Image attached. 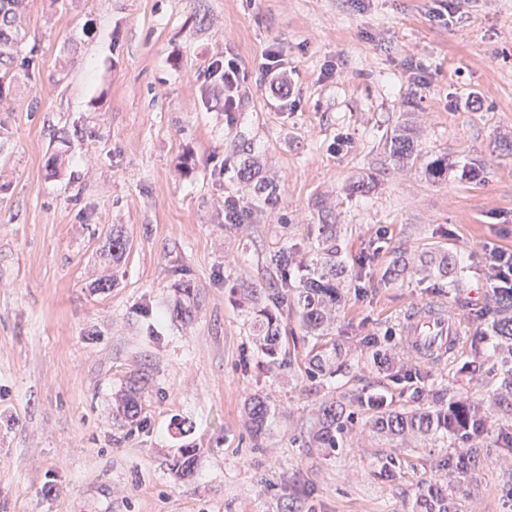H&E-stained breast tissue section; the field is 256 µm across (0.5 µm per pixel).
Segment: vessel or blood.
Masks as SVG:
<instances>
[{"instance_id":"obj_1","label":"vessel or blood","mask_w":512,"mask_h":512,"mask_svg":"<svg viewBox=\"0 0 512 512\" xmlns=\"http://www.w3.org/2000/svg\"><path fill=\"white\" fill-rule=\"evenodd\" d=\"M462 330L441 308L418 302L412 304L402 327V339L411 350L441 354L459 352Z\"/></svg>"}]
</instances>
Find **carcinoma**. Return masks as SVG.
<instances>
[{"label": "carcinoma", "mask_w": 512, "mask_h": 512, "mask_svg": "<svg viewBox=\"0 0 512 512\" xmlns=\"http://www.w3.org/2000/svg\"><path fill=\"white\" fill-rule=\"evenodd\" d=\"M24 0H0V99L3 90L17 78V70L29 71L35 65L33 51H24V35L19 16ZM389 157L400 167L414 158L413 131L405 123L386 138ZM259 165L245 159L239 169L240 180L253 187V192L270 201L276 198V185L261 179L255 180ZM340 230L336 224L316 225V234L310 243L309 259L298 258L299 249L290 248L270 254L266 259L262 284L243 289V299L252 309V336L264 363L270 370H281L293 365L289 344L283 333L282 304L293 297L292 306L300 328L307 336L316 337L306 355L305 372L311 377L348 373L360 367H376L385 372L394 368L377 349L378 340L370 337L365 342L372 349L371 359L362 362L331 335L339 304L341 289L351 279L345 262L341 259ZM127 251V240L119 231H112L108 252L112 262L119 263ZM416 273L435 274L448 280V288L460 292L467 286V275L457 257L445 252H426L417 260L402 255L392 258L384 271L388 281L403 279ZM181 295L176 305V316L189 320L199 307L198 292L188 281L177 286ZM492 316L493 335L487 338L492 355L484 356L482 341L470 339L472 359L461 365L458 372L479 377L488 385V399L473 401L451 392L437 391L431 395V405L408 410L392 409L382 393L364 396L343 394L336 400L323 401L318 406L316 421L307 433L310 446L323 448L330 453L343 447L351 431L352 404H357L371 417L372 428L382 437L392 441L409 442L436 436L462 443L448 458V476L454 479H471L478 468L479 441L501 427V441L512 447V432L504 428L512 423V295L493 291L485 308ZM146 379L142 375L130 377L123 390L118 410L125 416L138 414V398ZM254 435L265 430L270 418V408L260 397L248 399L245 406ZM196 462L195 449L185 448L173 464L176 476L188 479L193 476ZM411 512H456L448 498V490L430 484L416 496Z\"/></svg>", "instance_id": "1"}]
</instances>
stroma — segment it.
<instances>
[{"label": "stroma", "instance_id": "stroma-1", "mask_svg": "<svg viewBox=\"0 0 512 512\" xmlns=\"http://www.w3.org/2000/svg\"><path fill=\"white\" fill-rule=\"evenodd\" d=\"M36 68L0 104V512H410L448 481L445 438L402 448L352 427L348 447H307L308 411L376 390L370 371L312 379L262 369L236 290L267 256L340 225L360 278L334 334L379 337L400 364L395 407L418 391L483 388L448 359L408 360L401 324L414 302L451 307L485 335L487 251L512 250V0H26ZM281 50L287 98L271 95L265 53ZM235 58L233 112L207 76ZM38 111H31L32 100ZM417 157L397 169L385 138L404 121ZM65 161L51 169L53 152ZM278 185L264 204L238 177L244 154ZM447 158L433 179L425 166ZM479 176L460 179L461 168ZM371 190L349 194L350 181ZM245 206L224 221V201ZM121 228L119 266L103 247ZM453 252L468 286L389 283L395 254ZM116 276L115 287L93 288ZM200 307L176 319V286ZM147 374L136 420L112 407ZM267 400L261 436L244 404ZM196 450L193 477L170 464ZM393 459V477L380 476ZM459 512H512V448L489 438Z\"/></svg>", "mask_w": 512, "mask_h": 512}]
</instances>
